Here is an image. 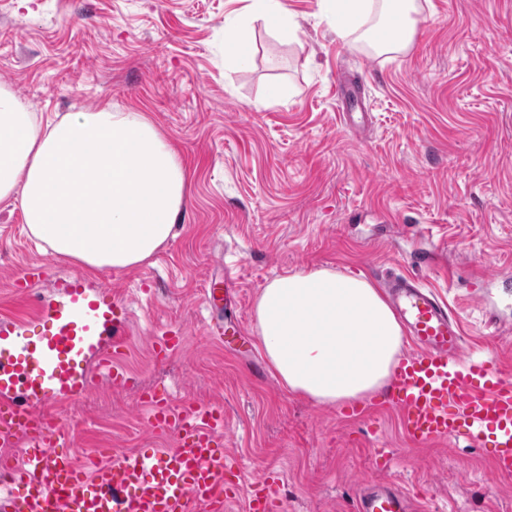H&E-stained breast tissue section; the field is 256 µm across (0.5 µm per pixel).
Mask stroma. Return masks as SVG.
<instances>
[{
  "label": "stroma",
  "instance_id": "1",
  "mask_svg": "<svg viewBox=\"0 0 512 512\" xmlns=\"http://www.w3.org/2000/svg\"><path fill=\"white\" fill-rule=\"evenodd\" d=\"M281 2L298 40L255 23L249 66L228 71L224 19L239 0H0V86L47 118L104 103L145 113L187 172L176 238L146 264L91 277L0 201V326L31 314L32 265L42 297L71 279L128 300L116 360L130 385L100 378L57 413L75 461L171 447L172 432L142 424L144 394L162 389L174 405L223 410V448L248 464L226 512H245L270 470L284 475L280 512H353L366 482L403 488L418 512H512V477L491 476L486 449L416 448L394 411L349 417L292 395L252 339L275 276L327 267L378 285L416 270L468 352L512 367V0H419L403 55L341 43L316 23V0ZM273 84L286 100L268 102ZM171 329L181 346L156 358Z\"/></svg>",
  "mask_w": 512,
  "mask_h": 512
}]
</instances>
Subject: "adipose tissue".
<instances>
[{
    "label": "adipose tissue",
    "mask_w": 512,
    "mask_h": 512,
    "mask_svg": "<svg viewBox=\"0 0 512 512\" xmlns=\"http://www.w3.org/2000/svg\"><path fill=\"white\" fill-rule=\"evenodd\" d=\"M417 0H317L337 40L375 53L409 48ZM294 40L299 24L281 0H246L224 21V66L251 57L255 22ZM183 161L140 112H71L49 121L0 87V201L18 205L46 252L84 271L139 267L167 245L185 198ZM255 333L289 392L319 404H353L386 389L403 329L378 288L329 268L272 278L255 304Z\"/></svg>",
    "instance_id": "adipose-tissue-1"
}]
</instances>
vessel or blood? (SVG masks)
Listing matches in <instances>:
<instances>
[{
  "label": "vessel or blood",
  "instance_id": "vessel-or-blood-1",
  "mask_svg": "<svg viewBox=\"0 0 512 512\" xmlns=\"http://www.w3.org/2000/svg\"><path fill=\"white\" fill-rule=\"evenodd\" d=\"M395 312L413 344L382 395L415 444L465 439L490 448L492 474L512 476V372L465 352L448 305L419 274L385 278ZM128 302L110 289L62 281L53 301L37 303L45 331L37 344L0 336V446L17 447L13 489L0 512H225L242 472L222 448L224 414L198 404L173 406L149 395L145 425L171 431V448L137 453L106 449L89 467L67 453L51 408L90 393L98 375L125 383L113 356L126 343ZM278 473H268L246 501L247 512H274ZM398 487H361L355 512H412Z\"/></svg>",
  "mask_w": 512,
  "mask_h": 512
}]
</instances>
